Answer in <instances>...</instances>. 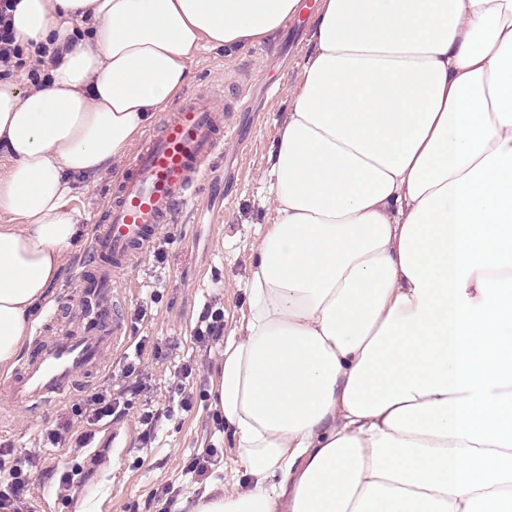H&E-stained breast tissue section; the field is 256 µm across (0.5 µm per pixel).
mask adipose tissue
I'll use <instances>...</instances> for the list:
<instances>
[{
    "label": "adipose tissue",
    "instance_id": "adipose-tissue-1",
    "mask_svg": "<svg viewBox=\"0 0 512 512\" xmlns=\"http://www.w3.org/2000/svg\"><path fill=\"white\" fill-rule=\"evenodd\" d=\"M0 82V368L83 226L68 202L205 49L300 0H17ZM268 158L275 222L215 388L244 487L180 512H512V0H321ZM14 7L15 0H0V80L14 76L13 81L19 83L23 89L30 83L29 81L35 86H42L47 74L44 73L46 68L41 59L38 60V64L43 65V69L29 65L27 73L19 72L15 75V72L24 69L28 57L18 41L12 24Z\"/></svg>",
    "mask_w": 512,
    "mask_h": 512
}]
</instances>
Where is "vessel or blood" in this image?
<instances>
[{"label": "vessel or blood", "mask_w": 512, "mask_h": 512, "mask_svg": "<svg viewBox=\"0 0 512 512\" xmlns=\"http://www.w3.org/2000/svg\"><path fill=\"white\" fill-rule=\"evenodd\" d=\"M232 135L208 92L188 95L164 114L113 182L79 265L77 290L51 308L24 359L0 380V398L18 408H48L65 400L80 377L103 371L127 341L120 293L137 257L162 225L177 221Z\"/></svg>", "instance_id": "obj_1"}]
</instances>
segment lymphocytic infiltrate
Wrapping results in <instances>:
<instances>
[{"instance_id":"1","label":"lymphocytic infiltrate","mask_w":512,"mask_h":512,"mask_svg":"<svg viewBox=\"0 0 512 512\" xmlns=\"http://www.w3.org/2000/svg\"><path fill=\"white\" fill-rule=\"evenodd\" d=\"M15 0H0V80L26 70L32 84L40 86L45 73L28 66L25 50L12 24ZM160 357V346L149 345L140 338L131 352L125 354L118 374L111 382L95 388L71 406L70 417L60 418L54 428L47 430L35 449L13 455L11 449L0 448V512H35L31 491V472L44 462L48 448L86 447L95 438L98 427L128 415L134 399L140 395L148 376L145 354Z\"/></svg>"}]
</instances>
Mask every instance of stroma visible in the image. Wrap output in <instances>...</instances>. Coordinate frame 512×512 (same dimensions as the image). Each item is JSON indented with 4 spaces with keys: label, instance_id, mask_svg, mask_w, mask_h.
Masks as SVG:
<instances>
[{
    "label": "stroma",
    "instance_id": "obj_1",
    "mask_svg": "<svg viewBox=\"0 0 512 512\" xmlns=\"http://www.w3.org/2000/svg\"><path fill=\"white\" fill-rule=\"evenodd\" d=\"M307 2L308 11L290 18L275 43L205 50L194 62L186 94L214 92L217 107H228L236 136L225 142L179 222L160 228L165 262L155 263L147 255L132 273L133 286L124 306L130 336L159 342L163 355L152 361L147 389L135 400L133 413L117 422L127 434L126 445L113 447L103 430L95 446L52 452L50 466L73 471L76 493L70 502L54 497L49 477L34 476L33 497L48 499L49 512H153L148 502L158 485L171 482L182 491L193 490L181 468L186 455L208 444L211 408L199 405L192 413L174 414L163 421L158 441L148 448L137 441V415L167 404L173 375L187 358L197 360L206 384L214 385L221 351H199L192 339L205 304L221 299L225 336L241 325L253 248L273 220L263 174L310 51L312 9L319 0ZM241 82L249 90V107L243 112L234 110L232 98ZM122 168L117 162L98 177L78 182L71 206L86 227H93L100 217ZM64 411L61 404L46 411L15 410L0 400V442L17 452L33 447L38 433L53 426Z\"/></svg>",
    "mask_w": 512,
    "mask_h": 512
}]
</instances>
